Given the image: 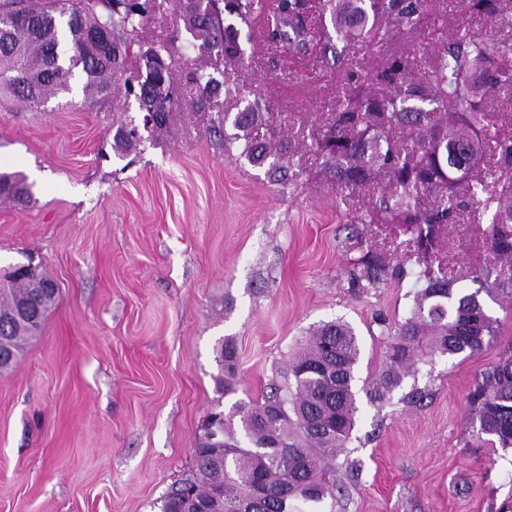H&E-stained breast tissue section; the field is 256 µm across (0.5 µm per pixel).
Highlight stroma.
I'll use <instances>...</instances> for the list:
<instances>
[{"label":"stroma","mask_w":512,"mask_h":512,"mask_svg":"<svg viewBox=\"0 0 512 512\" xmlns=\"http://www.w3.org/2000/svg\"><path fill=\"white\" fill-rule=\"evenodd\" d=\"M429 11L423 26L378 44L334 47L368 69L408 55L421 72L449 37L490 29L498 63L512 69V23L458 0H432ZM241 33V62L197 65L217 79L220 110L251 106L266 120L261 134L293 145L298 177L285 185L224 149L216 112L194 109L190 92L127 155L113 136L140 112L123 92L95 102L77 74L38 109L0 93V173L25 178L31 194L25 204L0 198V269L41 264L59 289L40 335L0 373V512H160L215 403L260 399L296 345L336 319L354 328L357 377L369 380L383 363L381 322L408 317L414 278L364 290L353 263L370 250L406 263L411 233L355 223L378 191L342 193L312 148L345 70L317 48L272 49L259 25ZM143 35L166 41L181 77L190 36L178 0H164ZM483 229L462 209L439 249L459 287L492 288L496 341L421 365L383 406L360 400L347 449L361 470L323 512H512V449L478 439L470 423L476 376L512 346V282L480 277ZM226 344L235 391L221 398L216 350ZM415 388L427 394L419 406L404 400Z\"/></svg>","instance_id":"stroma-1"}]
</instances>
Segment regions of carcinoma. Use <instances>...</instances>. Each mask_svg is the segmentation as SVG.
I'll list each match as a JSON object with an SVG mask.
<instances>
[{
  "mask_svg": "<svg viewBox=\"0 0 512 512\" xmlns=\"http://www.w3.org/2000/svg\"><path fill=\"white\" fill-rule=\"evenodd\" d=\"M464 10L492 22L504 21L508 0H461ZM319 11L331 15L336 39L361 36L373 41L393 28H414L427 16V0H322ZM264 16L266 42L305 54L312 41L329 45L331 35L318 23L309 0H276ZM255 0H180V18L192 37L188 49L240 61V32L226 19L251 26ZM148 15L132 0H0V89L30 108L68 89L80 72L83 91L109 99L121 84L135 96L141 112L170 109L174 99L154 98L151 90L132 91L127 72L133 46ZM105 27L110 55L83 35ZM352 86L336 100L329 121L315 139L323 169L341 190L355 194L380 183L372 207L357 215L360 224H406L414 236V268L390 266L388 257L368 251L354 262L355 282L375 288L383 277L411 275L421 285L409 316L386 345L385 364L363 388L367 400L387 402L405 377L416 371L422 349L450 358L473 355L496 340V320L479 294L455 287L447 269L430 258L445 226L459 218L460 193L486 221L484 235L492 256L485 275L512 281V136L496 140L488 172L478 173L485 157L480 132L484 118L475 101L481 87L512 82L496 64L492 40L458 37L429 70L415 73L413 61L393 58L372 72L350 74ZM215 79L188 67L184 86L199 92L197 106L210 103L207 90ZM228 113L215 119L224 146L242 143L241 154L257 165L269 164L270 182L298 177L284 159L288 142L273 144L256 137L262 115L248 107L233 117L236 133L224 130ZM135 120L120 126L115 146L126 150L140 142L132 134ZM0 197L24 203L25 183L0 174ZM57 303V289L43 267L14 266L0 274V369L11 366L42 328ZM360 356L358 337L342 321L312 332L269 384L261 400L237 401L229 413L215 406L203 426L218 428L220 441L202 436L193 448L189 471L160 499V512H301L320 507L345 491L336 470L351 473L355 464L338 463L356 426L355 387ZM222 373L216 392H234V351L217 352ZM471 424L478 438L512 448V348L476 379Z\"/></svg>",
  "mask_w": 512,
  "mask_h": 512,
  "instance_id": "cac0c4a2",
  "label": "carcinoma"
}]
</instances>
